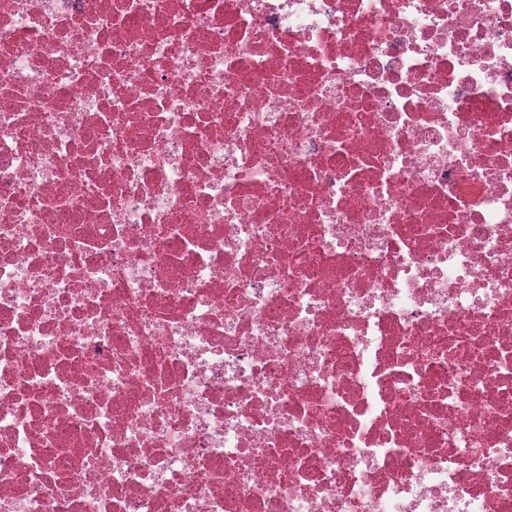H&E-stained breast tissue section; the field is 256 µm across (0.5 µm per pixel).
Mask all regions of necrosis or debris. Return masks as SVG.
I'll list each match as a JSON object with an SVG mask.
<instances>
[{
    "mask_svg": "<svg viewBox=\"0 0 512 512\" xmlns=\"http://www.w3.org/2000/svg\"><path fill=\"white\" fill-rule=\"evenodd\" d=\"M0 512H512V0H0Z\"/></svg>",
    "mask_w": 512,
    "mask_h": 512,
    "instance_id": "4bbe7bcc",
    "label": "necrosis or debris"
}]
</instances>
